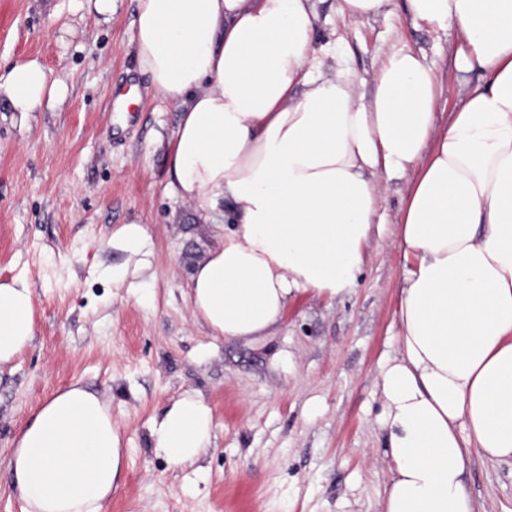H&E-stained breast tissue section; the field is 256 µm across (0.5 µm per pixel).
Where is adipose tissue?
I'll return each mask as SVG.
<instances>
[{"instance_id": "obj_1", "label": "adipose tissue", "mask_w": 512, "mask_h": 512, "mask_svg": "<svg viewBox=\"0 0 512 512\" xmlns=\"http://www.w3.org/2000/svg\"><path fill=\"white\" fill-rule=\"evenodd\" d=\"M406 4L414 22L458 33V71L482 73L441 129L439 79L416 53L389 48L368 100L350 70L324 72L315 0H136L134 43L155 96L180 112L171 193L206 222L232 209L187 288L214 338H265L291 296L348 291L382 233L385 184L417 166L398 221L397 354L378 380L382 512H477L472 457L512 463V0ZM67 91L36 57L0 73V101L24 116ZM109 244L125 260L102 276L138 291L152 275L147 229L119 225ZM35 332L28 282H0V365ZM149 436L170 466L195 467L212 409L184 393ZM124 459L111 407L76 382L15 438L10 487L22 512H105Z\"/></svg>"}]
</instances>
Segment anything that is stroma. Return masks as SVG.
<instances>
[{"mask_svg":"<svg viewBox=\"0 0 512 512\" xmlns=\"http://www.w3.org/2000/svg\"><path fill=\"white\" fill-rule=\"evenodd\" d=\"M340 0H318L317 39L341 65L371 80L390 47L422 54L443 86L445 127L479 71L453 64L455 30L414 26L406 0L352 22ZM136 0H116L111 21L86 0H0V64L39 58L69 92L28 117L0 103V282L25 276L36 333L0 368V512H21L7 470L16 433L53 393L78 382L112 407L126 448L106 512H377L382 366L397 353L394 310L406 263L395 246L414 171L392 179L379 206L383 232L362 275L328 300L291 297L265 340L213 339L191 315L193 264L211 225L168 189L177 108L156 98L133 44ZM136 90L133 118L118 123L119 95ZM146 227L154 277L139 295L113 287L104 264L113 228ZM213 409L216 440L200 471L169 467L151 448L152 417L184 392ZM467 489L481 512H512V465L474 458Z\"/></svg>","mask_w":512,"mask_h":512,"instance_id":"1","label":"stroma"}]
</instances>
